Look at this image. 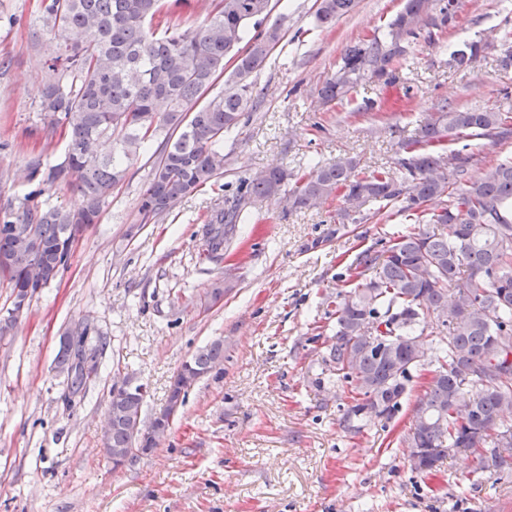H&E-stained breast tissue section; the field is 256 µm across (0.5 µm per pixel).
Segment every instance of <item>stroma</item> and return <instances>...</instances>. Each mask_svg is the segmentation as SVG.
<instances>
[{
  "label": "stroma",
  "instance_id": "obj_1",
  "mask_svg": "<svg viewBox=\"0 0 512 512\" xmlns=\"http://www.w3.org/2000/svg\"><path fill=\"white\" fill-rule=\"evenodd\" d=\"M272 3L287 33L252 76V108L224 137L223 174L142 226L156 151L145 148L68 268L0 337V512H512V478L478 471L472 456L428 475L410 469L400 440L428 376L412 380L388 425L354 433L342 424L350 398L322 361L336 332L322 301L344 291L359 252L413 230L396 208L366 205L355 223L341 219L337 198L312 208L256 200L223 258L199 250L205 220L241 179L273 167L299 175L343 156L365 173L391 169L399 141L438 104L511 109L512 69L498 66L496 34L512 27V0H462L455 26L406 42L391 78L365 76L327 104L318 90L346 47L382 35L404 0H355L329 29L314 24L316 0ZM476 41L486 50L455 65L453 51ZM60 43L39 0H0V214L37 190L23 174L29 156L49 166L62 157V128L37 110ZM224 279L231 288L211 303ZM79 324L107 345L82 400L66 408L54 358ZM217 339L221 368L189 389L151 453L113 469L101 437L119 375L145 386L151 420L181 365Z\"/></svg>",
  "mask_w": 512,
  "mask_h": 512
}]
</instances>
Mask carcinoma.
<instances>
[{
  "instance_id": "obj_1",
  "label": "carcinoma",
  "mask_w": 512,
  "mask_h": 512,
  "mask_svg": "<svg viewBox=\"0 0 512 512\" xmlns=\"http://www.w3.org/2000/svg\"><path fill=\"white\" fill-rule=\"evenodd\" d=\"M182 0H41L43 25L62 39L60 54L45 68L38 111L48 125L65 127L64 155L48 168V188L68 185L80 196L74 208L21 203L0 215L11 225L0 233V283L11 305L30 303L71 258L68 242L99 222L112 189L140 150L168 130L151 167L138 217L155 224L175 203L212 182L224 169V134L253 106L251 76L283 38L286 17L267 28L271 0H219L197 27L184 26L175 7ZM355 0H318L315 23L330 28ZM459 0H405L381 37L347 47L342 63L319 89V98L345 97L371 73L382 77L403 52L402 43L424 26L443 30L457 17ZM224 92L199 100L228 62ZM512 128L500 112L442 110L401 142L398 172L363 175L351 157L317 164L288 191L296 208L316 207L341 194L342 215L376 202H397L415 224H439L399 235L379 250L360 253L350 267V291L326 300L336 333L323 362L351 386L346 429L389 422L402 408L423 350L434 352L433 376L416 400L405 448H447L423 459L426 473L458 452L476 456L480 470L512 476V159L466 178L472 156L447 152L451 137L507 138ZM112 143L101 157L92 144ZM288 172L273 168L246 179L239 198L214 211L205 224V251L224 252L241 205L280 194ZM453 297H448V288ZM390 336L386 346L363 340L367 331ZM76 353L59 346L56 368L70 372ZM224 360L215 340L186 361L170 386L162 418L143 424L139 388L110 392V448L133 462L149 448L131 433L170 425L188 389Z\"/></svg>"
}]
</instances>
